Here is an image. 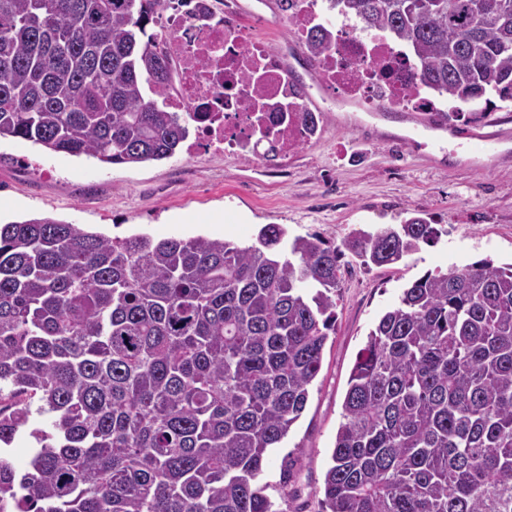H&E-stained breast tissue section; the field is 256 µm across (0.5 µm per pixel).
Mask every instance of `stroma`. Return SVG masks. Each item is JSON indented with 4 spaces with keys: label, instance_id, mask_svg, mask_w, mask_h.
I'll return each instance as SVG.
<instances>
[{
    "label": "stroma",
    "instance_id": "stroma-1",
    "mask_svg": "<svg viewBox=\"0 0 512 512\" xmlns=\"http://www.w3.org/2000/svg\"><path fill=\"white\" fill-rule=\"evenodd\" d=\"M303 83V102L319 131L276 164L223 153L190 154L140 164H104L0 139V221L51 217L111 237L207 235L240 244L267 224L289 236L318 234L333 244L384 225L425 218L439 234L398 263L341 260L336 331L301 418L259 477L276 512H318L342 403L357 355L379 317L405 286L428 272L489 258L512 262V141L496 158L465 152L469 131L512 128V104L491 107L478 122L457 121L446 136L419 126V112H367L325 90L305 53L287 54ZM222 211L224 221L208 222ZM293 478L282 481L286 459Z\"/></svg>",
    "mask_w": 512,
    "mask_h": 512
}]
</instances>
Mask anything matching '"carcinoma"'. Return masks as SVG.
Wrapping results in <instances>:
<instances>
[{
  "label": "carcinoma",
  "instance_id": "carcinoma-1",
  "mask_svg": "<svg viewBox=\"0 0 512 512\" xmlns=\"http://www.w3.org/2000/svg\"><path fill=\"white\" fill-rule=\"evenodd\" d=\"M167 0H0V139L106 164L174 156L191 116L147 33ZM387 31L415 78L512 102V0H328ZM316 28L309 61L330 41ZM422 217L336 246L266 224L250 245L0 224V444L35 415L0 512H273L256 480L301 417L336 327L341 259L430 244ZM321 512H512V265L428 272L351 370ZM47 420L45 417H38L35 415L33 425L25 432L16 435L14 441L9 448H14L13 462L20 470H25L28 467L30 448L36 446L35 440L29 435V432L34 427L46 428Z\"/></svg>",
  "mask_w": 512,
  "mask_h": 512
}]
</instances>
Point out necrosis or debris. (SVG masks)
Returning a JSON list of instances; mask_svg holds the SVG:
<instances>
[{"instance_id": "4bbe7bcc", "label": "necrosis or debris", "mask_w": 512, "mask_h": 512, "mask_svg": "<svg viewBox=\"0 0 512 512\" xmlns=\"http://www.w3.org/2000/svg\"><path fill=\"white\" fill-rule=\"evenodd\" d=\"M158 19L177 67L170 106L194 114L199 127L193 150L257 157L264 135L286 156L311 139L284 47L250 38L252 20L236 0H226L220 11L207 0H169ZM317 71L323 84L374 107L433 112L442 104L415 80L402 45L382 32L364 35L351 17L337 18Z\"/></svg>"}]
</instances>
